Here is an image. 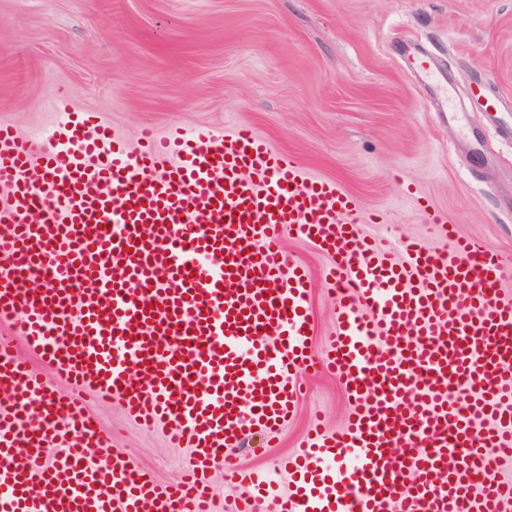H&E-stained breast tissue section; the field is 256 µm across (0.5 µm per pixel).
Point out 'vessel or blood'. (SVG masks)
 Listing matches in <instances>:
<instances>
[{"label": "vessel or blood", "instance_id": "1", "mask_svg": "<svg viewBox=\"0 0 512 512\" xmlns=\"http://www.w3.org/2000/svg\"><path fill=\"white\" fill-rule=\"evenodd\" d=\"M55 110L28 137L0 118V317L19 316L52 370L0 341V512H512V260L435 212L445 247L394 255L336 181L248 127L148 130L133 146L66 99ZM285 232L332 259L336 327L319 353ZM303 368L336 374L350 415L309 430L283 487L228 453L276 437ZM90 391L166 428L189 451L185 479L92 462L110 436ZM219 464L239 491L228 509Z\"/></svg>", "mask_w": 512, "mask_h": 512}]
</instances>
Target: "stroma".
Returning a JSON list of instances; mask_svg holds the SVG:
<instances>
[{"mask_svg": "<svg viewBox=\"0 0 512 512\" xmlns=\"http://www.w3.org/2000/svg\"><path fill=\"white\" fill-rule=\"evenodd\" d=\"M429 53L432 77L405 47ZM512 99V0H0V115L20 133L44 127L56 98L98 113L137 145L144 130L245 125L338 182L394 233L439 247L421 203L512 257V142L474 84ZM305 265L316 349L336 314L309 243L283 238ZM294 419L264 454L233 463L281 464L315 418L343 426L348 404L333 374H306ZM88 407L125 453L164 482L188 457L163 429L127 420L117 401Z\"/></svg>", "mask_w": 512, "mask_h": 512, "instance_id": "stroma-1", "label": "stroma"}]
</instances>
